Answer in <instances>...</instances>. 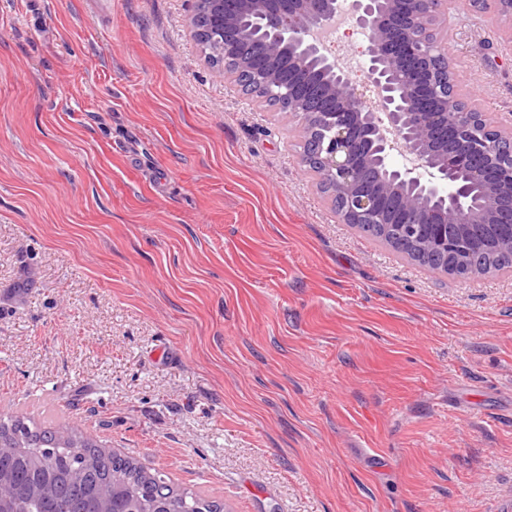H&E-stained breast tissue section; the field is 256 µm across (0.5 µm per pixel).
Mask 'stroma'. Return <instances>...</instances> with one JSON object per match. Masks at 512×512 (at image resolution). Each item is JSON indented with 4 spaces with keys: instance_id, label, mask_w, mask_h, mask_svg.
Returning a JSON list of instances; mask_svg holds the SVG:
<instances>
[{
    "instance_id": "35a3bbf8",
    "label": "stroma",
    "mask_w": 512,
    "mask_h": 512,
    "mask_svg": "<svg viewBox=\"0 0 512 512\" xmlns=\"http://www.w3.org/2000/svg\"><path fill=\"white\" fill-rule=\"evenodd\" d=\"M192 0H0V414L73 422L226 512H507L512 271L341 223L300 120L205 63ZM452 7L465 98L512 48Z\"/></svg>"
}]
</instances>
